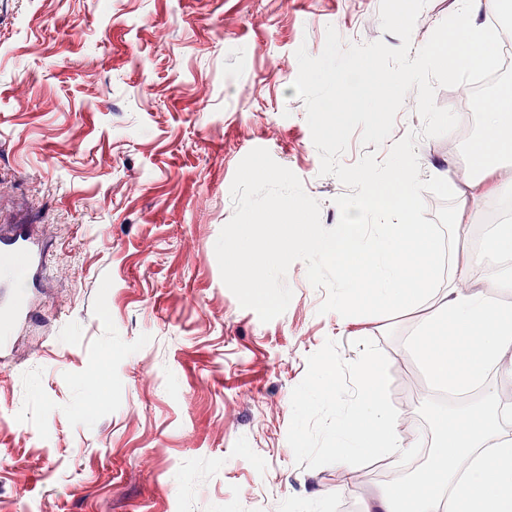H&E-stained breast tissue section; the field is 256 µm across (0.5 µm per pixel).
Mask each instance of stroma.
Here are the masks:
<instances>
[{"instance_id": "35a3bbf8", "label": "stroma", "mask_w": 512, "mask_h": 512, "mask_svg": "<svg viewBox=\"0 0 512 512\" xmlns=\"http://www.w3.org/2000/svg\"><path fill=\"white\" fill-rule=\"evenodd\" d=\"M380 0H0V221L46 229L53 277L24 325L0 321V512H360L337 494L331 431L364 354L420 441L454 406L407 347L414 310L319 313L290 266L261 322L221 279L215 242L240 161L267 149L334 227L348 188L320 173L295 52L382 30ZM421 179L456 184L447 137ZM483 214L457 235L492 283ZM333 370L316 376L314 365Z\"/></svg>"}]
</instances>
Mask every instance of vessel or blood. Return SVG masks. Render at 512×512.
<instances>
[{
    "label": "vessel or blood",
    "instance_id": "obj_1",
    "mask_svg": "<svg viewBox=\"0 0 512 512\" xmlns=\"http://www.w3.org/2000/svg\"><path fill=\"white\" fill-rule=\"evenodd\" d=\"M0 257L16 263L15 274L0 283V299L8 301L10 318L19 324L29 316L25 301L27 291L35 287L45 271V249L40 239L19 226L10 232L0 233Z\"/></svg>",
    "mask_w": 512,
    "mask_h": 512
}]
</instances>
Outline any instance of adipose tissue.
Masks as SVG:
<instances>
[{
	"mask_svg": "<svg viewBox=\"0 0 512 512\" xmlns=\"http://www.w3.org/2000/svg\"><path fill=\"white\" fill-rule=\"evenodd\" d=\"M463 4L462 38L448 53V65L456 73L493 64L491 34L482 21L512 8V0ZM483 116L486 145L497 155L511 153L512 87L497 96ZM462 181L465 189L455 210L460 224L486 199L512 193V169L498 164L480 178L466 175ZM511 291V273L481 285L471 280L466 268L455 267L443 304L429 317L413 349L437 388L463 394L480 386L483 405L460 423L442 421L443 435L422 476L400 482L392 492L366 497L362 512H512V431L503 425L488 376L493 367L512 370V309L498 303L501 294ZM378 378L373 357H365L358 370L357 398L336 419L330 460L341 473L337 493L358 486V462L364 455L404 459L413 452L403 440L410 418L382 403L376 393Z\"/></svg>",
	"mask_w": 512,
	"mask_h": 512,
	"instance_id": "ef3b65f1",
	"label": "adipose tissue"
}]
</instances>
